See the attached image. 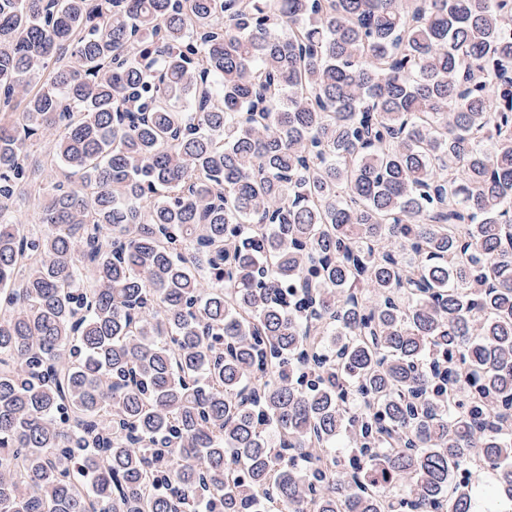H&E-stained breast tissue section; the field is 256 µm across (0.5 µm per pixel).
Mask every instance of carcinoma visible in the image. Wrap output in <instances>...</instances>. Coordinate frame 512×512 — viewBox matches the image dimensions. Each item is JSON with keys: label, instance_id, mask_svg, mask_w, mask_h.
I'll return each mask as SVG.
<instances>
[{"label": "carcinoma", "instance_id": "carcinoma-1", "mask_svg": "<svg viewBox=\"0 0 512 512\" xmlns=\"http://www.w3.org/2000/svg\"><path fill=\"white\" fill-rule=\"evenodd\" d=\"M0 105V512L512 501V0H0Z\"/></svg>", "mask_w": 512, "mask_h": 512}]
</instances>
